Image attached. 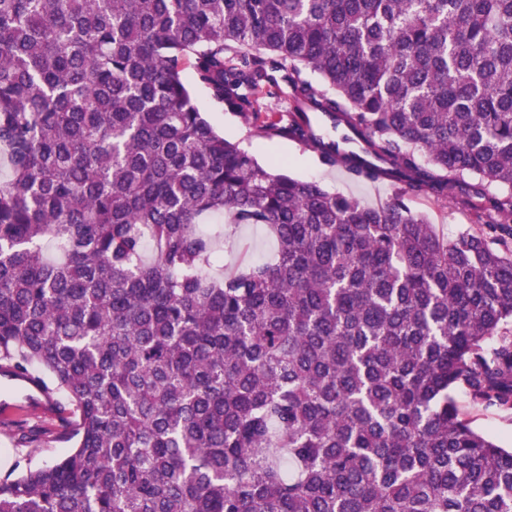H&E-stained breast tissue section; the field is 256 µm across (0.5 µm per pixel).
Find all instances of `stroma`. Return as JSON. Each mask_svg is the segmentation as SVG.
<instances>
[{"mask_svg":"<svg viewBox=\"0 0 512 512\" xmlns=\"http://www.w3.org/2000/svg\"><path fill=\"white\" fill-rule=\"evenodd\" d=\"M183 77L213 127L223 133L227 140L238 143L259 163L278 159L283 164L284 173L295 178L319 181L329 189L355 196L369 205H380L392 198L394 189L388 183L373 185L352 182L341 170L323 166L305 144L286 137L260 134L262 122L273 120L287 123L289 104L284 96H261L258 114L245 118L215 105L207 89L197 83L192 68H185ZM410 206L414 212L424 215L437 233L444 237L455 236L472 226L471 213L460 202L417 195L411 199ZM274 249L272 237L263 228H240L234 238L224 244V267L230 270L251 261H268ZM454 398L468 414L476 430L490 436L503 447L512 448V411L504 412L475 403L462 388L455 390ZM22 414L27 416L29 425L43 426L47 423V414L29 403L25 394L12 383L0 379V475L10 471L20 459L27 458L33 464L41 465L55 461L65 452L60 444L21 443L8 422Z\"/></svg>","mask_w":512,"mask_h":512,"instance_id":"35a3bbf8","label":"stroma"}]
</instances>
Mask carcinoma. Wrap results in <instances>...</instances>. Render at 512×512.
Segmentation results:
<instances>
[{"mask_svg":"<svg viewBox=\"0 0 512 512\" xmlns=\"http://www.w3.org/2000/svg\"><path fill=\"white\" fill-rule=\"evenodd\" d=\"M228 112L370 207L263 166ZM0 371L69 451L0 512H512V0H0ZM466 198L443 238L412 194ZM275 257L224 273V225ZM183 77L213 127L223 133L227 140L237 142L259 163L267 164L271 158L278 159L283 163L282 172L295 178L319 181L331 190L355 196L368 205L384 204L392 198L394 189L386 182L375 186L352 182L340 169L323 166L316 154L305 144L286 137L260 134L258 129L263 121L273 120L280 121V125L288 124L289 104L285 95L261 96L259 113L244 118L215 105L207 89L196 82L190 66L185 67ZM454 398L476 430L490 436L504 448H512V411L504 412L475 403L463 388L455 390Z\"/></svg>","mask_w":512,"mask_h":512,"instance_id":"cac0c4a2","label":"carcinoma"}]
</instances>
